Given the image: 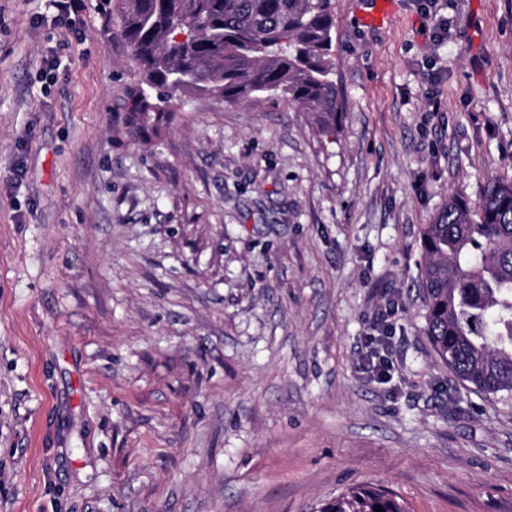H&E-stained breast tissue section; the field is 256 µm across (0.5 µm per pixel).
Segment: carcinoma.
Here are the masks:
<instances>
[{
  "instance_id": "obj_1",
  "label": "carcinoma",
  "mask_w": 512,
  "mask_h": 512,
  "mask_svg": "<svg viewBox=\"0 0 512 512\" xmlns=\"http://www.w3.org/2000/svg\"><path fill=\"white\" fill-rule=\"evenodd\" d=\"M139 80L122 125L149 149L164 139L181 93L238 102L279 93L336 137L344 108L333 79L332 0H116ZM425 333L459 383L512 396V182L490 179L479 201L454 194L424 225ZM407 512L391 490L357 485L320 512Z\"/></svg>"
}]
</instances>
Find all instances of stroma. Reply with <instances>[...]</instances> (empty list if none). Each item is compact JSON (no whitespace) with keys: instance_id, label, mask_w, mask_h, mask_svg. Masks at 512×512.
<instances>
[{"instance_id":"stroma-1","label":"stroma","mask_w":512,"mask_h":512,"mask_svg":"<svg viewBox=\"0 0 512 512\" xmlns=\"http://www.w3.org/2000/svg\"><path fill=\"white\" fill-rule=\"evenodd\" d=\"M333 0L335 141L180 95L150 150L110 0H0V512H512V398L425 334L424 224L512 180V0ZM389 312L393 367L363 338ZM387 334L388 328H381V321L379 319L371 325L370 332L366 337L365 342V359L367 360L372 372L378 375L383 374L388 369L387 360L381 355L382 351L387 348ZM375 360H378L374 362ZM408 512L398 495L391 490L372 485H357L349 488L329 503L320 512Z\"/></svg>"}]
</instances>
